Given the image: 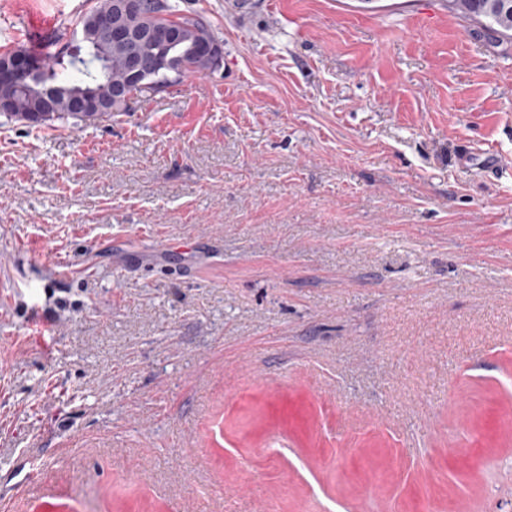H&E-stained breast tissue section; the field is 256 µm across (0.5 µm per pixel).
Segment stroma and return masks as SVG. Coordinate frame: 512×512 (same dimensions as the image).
<instances>
[{
  "label": "stroma",
  "mask_w": 512,
  "mask_h": 512,
  "mask_svg": "<svg viewBox=\"0 0 512 512\" xmlns=\"http://www.w3.org/2000/svg\"><path fill=\"white\" fill-rule=\"evenodd\" d=\"M178 2L218 70L0 116V499L512 512V39L442 0ZM85 9L0 0V47Z\"/></svg>",
  "instance_id": "stroma-1"
}]
</instances>
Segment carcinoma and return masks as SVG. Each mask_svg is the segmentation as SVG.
Returning <instances> with one entry per match:
<instances>
[{"instance_id":"1","label":"carcinoma","mask_w":512,"mask_h":512,"mask_svg":"<svg viewBox=\"0 0 512 512\" xmlns=\"http://www.w3.org/2000/svg\"><path fill=\"white\" fill-rule=\"evenodd\" d=\"M447 4L451 11L477 20L492 33L512 38V0H447ZM111 5L112 0H92L80 17L78 34L63 50L36 56L40 68L0 84V96L11 99L13 104L12 111L3 113L6 119L37 127L71 119L77 125L94 117L92 112L75 109L73 100L82 95L100 96L103 117L125 110V100H112V85L125 82L128 48L116 40H99L93 33L95 19L107 14ZM156 22L172 25L182 39L145 48L165 61L154 70L149 90H160L189 75L212 70L198 59L197 34L212 35L202 18L184 13L170 0H138L136 11L128 17L129 26L137 30ZM46 97L51 101L50 111L32 113L31 109L43 105Z\"/></svg>"}]
</instances>
